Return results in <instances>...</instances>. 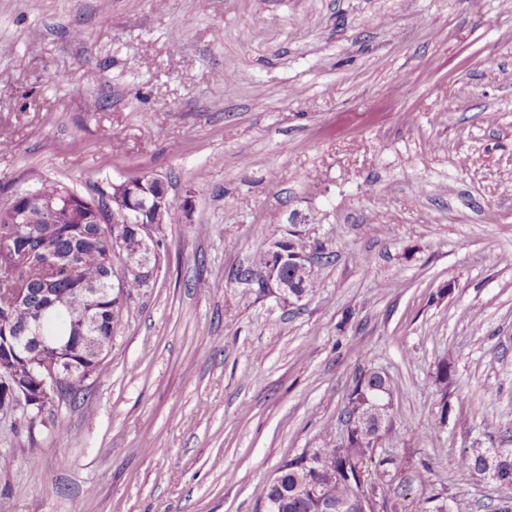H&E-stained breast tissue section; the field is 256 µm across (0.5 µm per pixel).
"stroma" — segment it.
I'll use <instances>...</instances> for the list:
<instances>
[{"mask_svg":"<svg viewBox=\"0 0 512 512\" xmlns=\"http://www.w3.org/2000/svg\"><path fill=\"white\" fill-rule=\"evenodd\" d=\"M0 132V200L175 202L86 396L0 413L11 512H261L372 370L398 512L499 499L459 457L512 448V0H0ZM295 223L299 307L237 277ZM370 379L373 382V387L369 388V392L372 394L371 400V411L375 416L379 426H383L389 420L390 412L393 407V395L391 386L389 383V389L386 387V381L388 380L385 372L380 370H373L368 373ZM383 381L384 384H380Z\"/></svg>","mask_w":512,"mask_h":512,"instance_id":"stroma-1","label":"stroma"}]
</instances>
